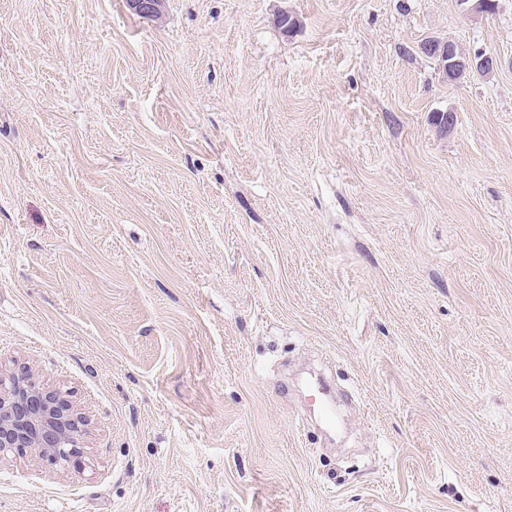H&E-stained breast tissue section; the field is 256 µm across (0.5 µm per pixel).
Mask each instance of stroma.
Returning <instances> with one entry per match:
<instances>
[{"label": "stroma", "mask_w": 512, "mask_h": 512, "mask_svg": "<svg viewBox=\"0 0 512 512\" xmlns=\"http://www.w3.org/2000/svg\"><path fill=\"white\" fill-rule=\"evenodd\" d=\"M0 366V512H512V0H0ZM421 50L436 62V69L448 82H457L473 71L488 75L498 66L497 60L482 52L467 51L450 40L429 39ZM68 394L37 385L28 370L0 369V458L31 454L79 470L88 421Z\"/></svg>", "instance_id": "stroma-1"}]
</instances>
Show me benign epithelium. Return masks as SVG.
<instances>
[{
  "instance_id": "1",
  "label": "benign epithelium",
  "mask_w": 512,
  "mask_h": 512,
  "mask_svg": "<svg viewBox=\"0 0 512 512\" xmlns=\"http://www.w3.org/2000/svg\"><path fill=\"white\" fill-rule=\"evenodd\" d=\"M127 3L139 15L156 17L163 0ZM421 50L450 83L473 71L488 75L498 66L492 56L468 51L450 40L429 39ZM86 426V417L74 408L66 393L37 385L25 369H0V458L31 454L78 470L83 465Z\"/></svg>"
}]
</instances>
